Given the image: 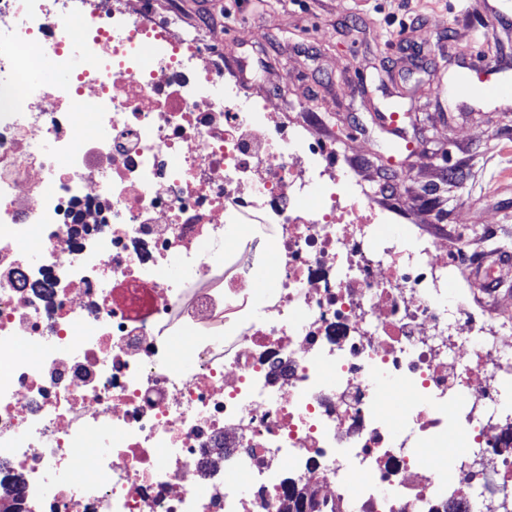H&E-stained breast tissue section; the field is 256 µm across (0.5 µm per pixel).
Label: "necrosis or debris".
Returning <instances> with one entry per match:
<instances>
[{"instance_id": "necrosis-or-debris-1", "label": "necrosis or debris", "mask_w": 512, "mask_h": 512, "mask_svg": "<svg viewBox=\"0 0 512 512\" xmlns=\"http://www.w3.org/2000/svg\"><path fill=\"white\" fill-rule=\"evenodd\" d=\"M214 45L0 0V512L512 506V309L448 295L481 244L385 233Z\"/></svg>"}]
</instances>
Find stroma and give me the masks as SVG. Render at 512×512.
Instances as JSON below:
<instances>
[{"label": "stroma", "instance_id": "35a3bbf8", "mask_svg": "<svg viewBox=\"0 0 512 512\" xmlns=\"http://www.w3.org/2000/svg\"><path fill=\"white\" fill-rule=\"evenodd\" d=\"M206 22L225 60L273 111L319 113L323 135L366 161L369 186L420 224L495 229L485 256L512 304V98L449 99L482 61L512 83V0H153ZM399 113L390 123L389 113Z\"/></svg>", "mask_w": 512, "mask_h": 512}]
</instances>
